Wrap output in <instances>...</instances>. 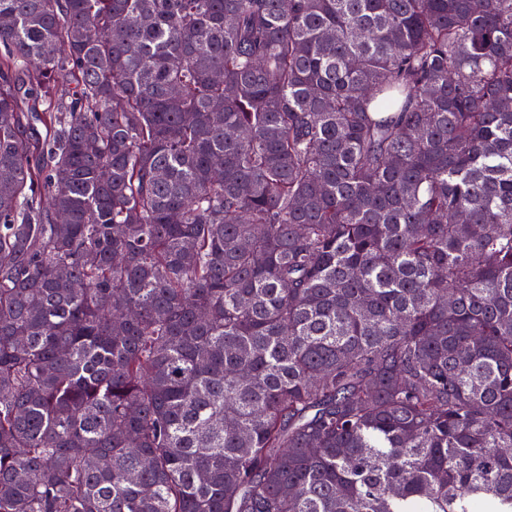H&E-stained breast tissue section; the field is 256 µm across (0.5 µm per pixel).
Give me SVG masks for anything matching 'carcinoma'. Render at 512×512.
I'll return each mask as SVG.
<instances>
[{
  "label": "carcinoma",
  "instance_id": "obj_1",
  "mask_svg": "<svg viewBox=\"0 0 512 512\" xmlns=\"http://www.w3.org/2000/svg\"><path fill=\"white\" fill-rule=\"evenodd\" d=\"M2 16L0 512H512V0Z\"/></svg>",
  "mask_w": 512,
  "mask_h": 512
}]
</instances>
